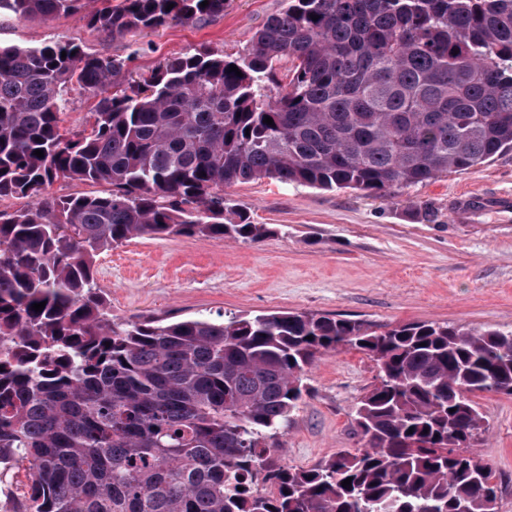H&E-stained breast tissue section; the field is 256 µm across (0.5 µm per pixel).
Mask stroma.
Segmentation results:
<instances>
[{
    "instance_id": "stroma-1",
    "label": "stroma",
    "mask_w": 512,
    "mask_h": 512,
    "mask_svg": "<svg viewBox=\"0 0 512 512\" xmlns=\"http://www.w3.org/2000/svg\"><path fill=\"white\" fill-rule=\"evenodd\" d=\"M283 5L231 0L204 23L124 37L90 28L77 15L6 18L0 43L75 42L125 57L127 74L139 77L167 57L201 48L237 54ZM465 192L512 195V151L383 197L268 180L235 185L225 197L253 223L271 226V235L256 243L136 237L97 256L96 281L118 320L288 311L362 320L379 332L409 322L510 330L512 215L480 213L471 223H453ZM375 376L373 362L357 351L321 354L271 463L309 469L360 447L352 413ZM476 402L489 428L471 450L496 472L499 512H512V396L480 393Z\"/></svg>"
}]
</instances>
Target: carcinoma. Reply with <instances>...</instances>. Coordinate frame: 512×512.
Listing matches in <instances>:
<instances>
[{
  "label": "carcinoma",
  "instance_id": "1",
  "mask_svg": "<svg viewBox=\"0 0 512 512\" xmlns=\"http://www.w3.org/2000/svg\"><path fill=\"white\" fill-rule=\"evenodd\" d=\"M111 2L0 0V16L81 12L115 37L228 5ZM76 90L100 99L90 131L68 135ZM511 149L512 0H288L243 54L184 53L137 79L74 42L0 46V201L28 200L0 210V469L28 477L19 512H498L495 471L468 448L487 429L473 397L512 395V330L378 333L305 312L117 322L95 261L144 235L262 239L224 199L234 185L382 196ZM59 178L108 189L42 198ZM339 348L379 368L355 409L362 446L270 468L306 369Z\"/></svg>",
  "mask_w": 512,
  "mask_h": 512
}]
</instances>
